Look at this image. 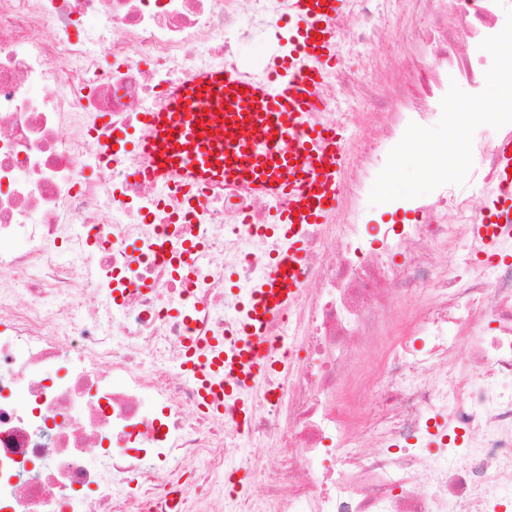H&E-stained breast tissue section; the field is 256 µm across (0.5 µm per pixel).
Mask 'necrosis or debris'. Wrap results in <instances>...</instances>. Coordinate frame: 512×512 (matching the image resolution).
I'll list each match as a JSON object with an SVG mask.
<instances>
[{"label": "necrosis or debris", "mask_w": 512, "mask_h": 512, "mask_svg": "<svg viewBox=\"0 0 512 512\" xmlns=\"http://www.w3.org/2000/svg\"><path fill=\"white\" fill-rule=\"evenodd\" d=\"M377 2L338 20L340 49L386 37ZM400 6L394 79L335 68L318 91L321 126L357 100L373 126L342 211L304 227L266 330L279 368L243 421L183 361L245 322L288 248L279 204L161 181L134 144L172 84L241 71L252 27L287 39L285 0H0V512H512V264L477 237L499 130H476L464 184L395 200L417 223H376L367 198L409 123L435 125L451 84L484 89L512 0ZM247 470L261 492L234 484Z\"/></svg>", "instance_id": "1"}]
</instances>
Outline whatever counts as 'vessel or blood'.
<instances>
[{
    "instance_id": "obj_1",
    "label": "vessel or blood",
    "mask_w": 512,
    "mask_h": 512,
    "mask_svg": "<svg viewBox=\"0 0 512 512\" xmlns=\"http://www.w3.org/2000/svg\"><path fill=\"white\" fill-rule=\"evenodd\" d=\"M353 0H289L288 48L270 58L266 75L243 77L202 71L175 85L149 113L153 136L144 149L160 179L208 184L242 182L261 197L283 201L276 222L288 251L248 298L249 317L231 346L197 341L186 372L200 382L202 403L217 409L238 390L240 371L253 378L275 366L266 327L277 320L299 286L302 225L321 224L340 202V134L316 125L320 102L310 90L323 82L336 57L333 22ZM501 181L512 189V134L498 146ZM495 224L480 228L483 248L496 257L500 228L512 226V201L490 193L482 202Z\"/></svg>"
}]
</instances>
